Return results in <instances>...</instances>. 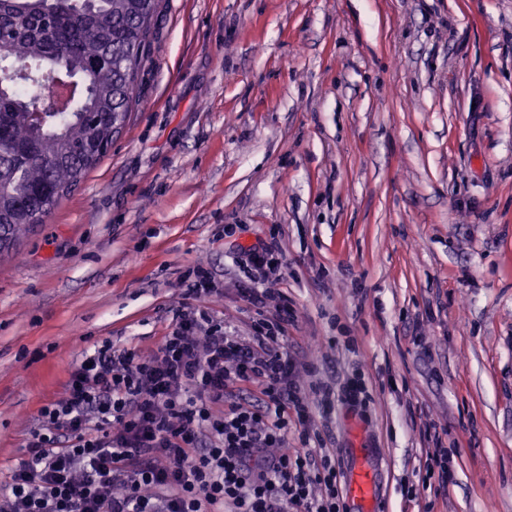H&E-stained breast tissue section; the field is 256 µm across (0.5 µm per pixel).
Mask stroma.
<instances>
[{"instance_id": "35a3bbf8", "label": "stroma", "mask_w": 512, "mask_h": 512, "mask_svg": "<svg viewBox=\"0 0 512 512\" xmlns=\"http://www.w3.org/2000/svg\"><path fill=\"white\" fill-rule=\"evenodd\" d=\"M134 97L0 258V479L86 349L150 355L177 308L252 336L238 261L273 239L289 355L372 395L313 418L345 478L512 512V0H160ZM435 446L454 480L411 497Z\"/></svg>"}]
</instances>
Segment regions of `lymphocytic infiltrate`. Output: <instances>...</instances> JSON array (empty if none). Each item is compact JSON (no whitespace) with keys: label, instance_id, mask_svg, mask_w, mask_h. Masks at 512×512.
<instances>
[{"label":"lymphocytic infiltrate","instance_id":"f902f5d3","mask_svg":"<svg viewBox=\"0 0 512 512\" xmlns=\"http://www.w3.org/2000/svg\"><path fill=\"white\" fill-rule=\"evenodd\" d=\"M243 296L258 316L250 339L179 309L152 356L85 352L42 407L0 512H346L344 473L310 426L334 402L365 404V387H306L317 368L283 350L287 300L255 286ZM242 383L261 385L260 403L225 405Z\"/></svg>","mask_w":512,"mask_h":512}]
</instances>
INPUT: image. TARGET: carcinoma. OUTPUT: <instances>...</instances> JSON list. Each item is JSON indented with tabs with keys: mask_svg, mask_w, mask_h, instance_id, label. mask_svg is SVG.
Wrapping results in <instances>:
<instances>
[{
	"mask_svg": "<svg viewBox=\"0 0 512 512\" xmlns=\"http://www.w3.org/2000/svg\"><path fill=\"white\" fill-rule=\"evenodd\" d=\"M158 0H0V257L73 190L112 145L131 107ZM85 90L32 114L52 74Z\"/></svg>",
	"mask_w": 512,
	"mask_h": 512,
	"instance_id": "obj_1",
	"label": "carcinoma"
}]
</instances>
